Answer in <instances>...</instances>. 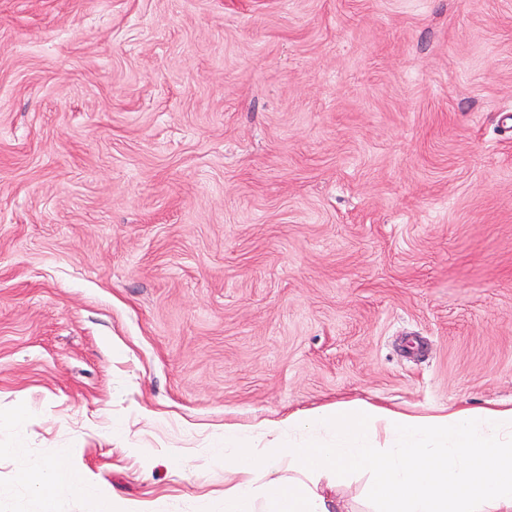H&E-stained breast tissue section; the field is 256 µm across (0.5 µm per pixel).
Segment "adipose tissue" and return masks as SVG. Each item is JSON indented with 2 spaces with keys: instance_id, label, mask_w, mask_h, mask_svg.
Listing matches in <instances>:
<instances>
[{
  "instance_id": "obj_1",
  "label": "adipose tissue",
  "mask_w": 512,
  "mask_h": 512,
  "mask_svg": "<svg viewBox=\"0 0 512 512\" xmlns=\"http://www.w3.org/2000/svg\"><path fill=\"white\" fill-rule=\"evenodd\" d=\"M211 456L224 471V512H348L334 490L371 478V512H512V402L413 414L365 400L308 408L249 429L224 431ZM88 500L120 506L73 468L69 453L26 475Z\"/></svg>"
}]
</instances>
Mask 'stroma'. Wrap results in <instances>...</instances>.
<instances>
[{
  "mask_svg": "<svg viewBox=\"0 0 512 512\" xmlns=\"http://www.w3.org/2000/svg\"><path fill=\"white\" fill-rule=\"evenodd\" d=\"M355 398L512 400V0H0V512ZM25 482L31 486L60 483L74 495L88 500L89 512H140L134 506L121 507L114 497L99 490L88 478L73 468L70 455L63 452L46 470L40 473L26 474Z\"/></svg>",
  "mask_w": 512,
  "mask_h": 512,
  "instance_id": "obj_1",
  "label": "stroma"
}]
</instances>
